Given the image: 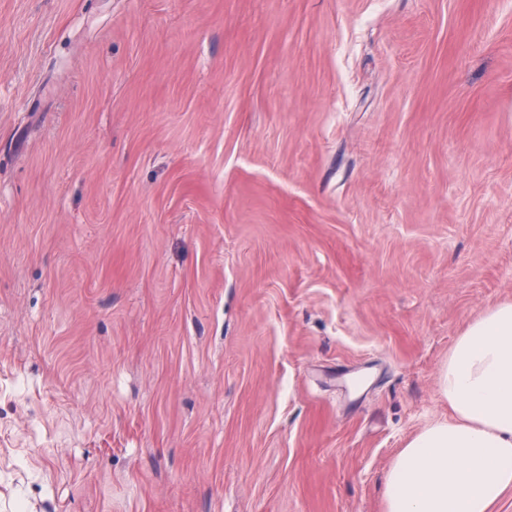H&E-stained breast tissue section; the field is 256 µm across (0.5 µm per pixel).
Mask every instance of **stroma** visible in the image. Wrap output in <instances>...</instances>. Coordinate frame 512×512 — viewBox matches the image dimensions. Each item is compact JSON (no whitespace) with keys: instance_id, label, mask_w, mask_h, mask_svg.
Wrapping results in <instances>:
<instances>
[{"instance_id":"35a3bbf8","label":"stroma","mask_w":512,"mask_h":512,"mask_svg":"<svg viewBox=\"0 0 512 512\" xmlns=\"http://www.w3.org/2000/svg\"><path fill=\"white\" fill-rule=\"evenodd\" d=\"M512 301V0H0V512H385Z\"/></svg>"}]
</instances>
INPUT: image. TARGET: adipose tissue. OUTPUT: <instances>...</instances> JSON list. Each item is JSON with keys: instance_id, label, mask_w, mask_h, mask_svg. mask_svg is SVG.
<instances>
[{"instance_id": "adipose-tissue-1", "label": "adipose tissue", "mask_w": 512, "mask_h": 512, "mask_svg": "<svg viewBox=\"0 0 512 512\" xmlns=\"http://www.w3.org/2000/svg\"><path fill=\"white\" fill-rule=\"evenodd\" d=\"M438 389L453 418L402 448L388 475L386 512H493L512 490V302L468 324Z\"/></svg>"}]
</instances>
